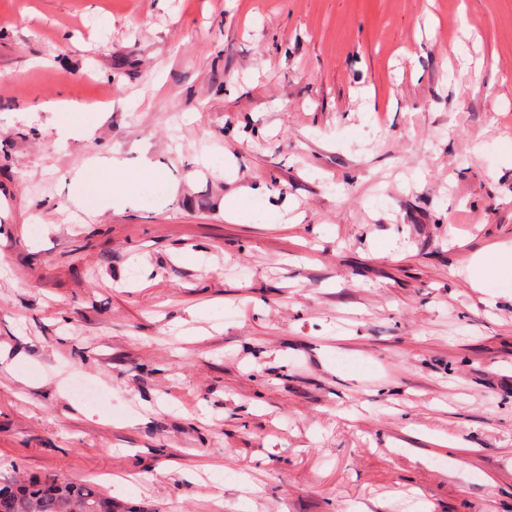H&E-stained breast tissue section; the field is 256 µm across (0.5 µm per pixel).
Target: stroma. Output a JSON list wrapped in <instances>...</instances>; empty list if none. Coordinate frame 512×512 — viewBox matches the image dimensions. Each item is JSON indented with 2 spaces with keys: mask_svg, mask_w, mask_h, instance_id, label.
Returning a JSON list of instances; mask_svg holds the SVG:
<instances>
[{
  "mask_svg": "<svg viewBox=\"0 0 512 512\" xmlns=\"http://www.w3.org/2000/svg\"><path fill=\"white\" fill-rule=\"evenodd\" d=\"M494 244L512 0H0L1 483L512 512Z\"/></svg>",
  "mask_w": 512,
  "mask_h": 512,
  "instance_id": "1",
  "label": "stroma"
}]
</instances>
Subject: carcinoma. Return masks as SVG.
Instances as JSON below:
<instances>
[{
	"instance_id": "obj_1",
	"label": "carcinoma",
	"mask_w": 512,
	"mask_h": 512,
	"mask_svg": "<svg viewBox=\"0 0 512 512\" xmlns=\"http://www.w3.org/2000/svg\"><path fill=\"white\" fill-rule=\"evenodd\" d=\"M0 512H156V509L129 505L91 482L58 483L30 476L0 485Z\"/></svg>"
}]
</instances>
